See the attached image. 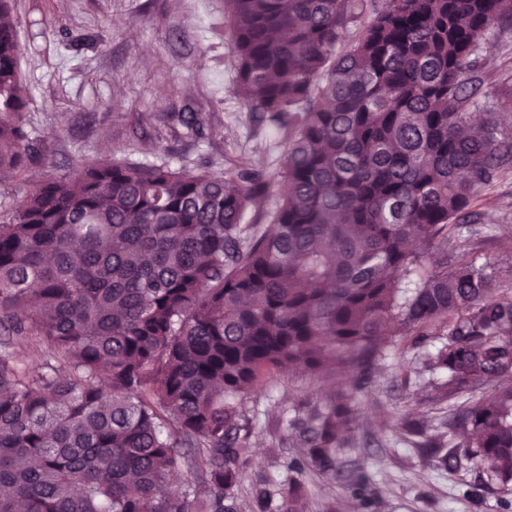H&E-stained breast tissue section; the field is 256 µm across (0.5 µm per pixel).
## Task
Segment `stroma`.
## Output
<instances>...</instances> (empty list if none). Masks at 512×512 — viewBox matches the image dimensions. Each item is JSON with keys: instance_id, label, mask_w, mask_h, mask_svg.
Here are the masks:
<instances>
[{"instance_id": "obj_1", "label": "stroma", "mask_w": 512, "mask_h": 512, "mask_svg": "<svg viewBox=\"0 0 512 512\" xmlns=\"http://www.w3.org/2000/svg\"><path fill=\"white\" fill-rule=\"evenodd\" d=\"M20 70L29 90L30 136L44 164L0 177V212L10 209L46 174L65 173L105 155L144 163L207 166L221 173L248 161L281 171L285 133L249 111L237 97V59L224 0H15ZM481 41L491 105L512 99V29L492 27ZM195 113L188 130L179 113ZM483 239L461 230L457 244L478 263L493 264L512 284V172L479 201ZM441 337L405 338L387 349L374 383L355 395L354 441L336 456L334 475L304 473L308 512H505L512 489L493 482L476 462L436 465L424 446L441 432L452 404L438 401L439 373L425 361ZM345 376L270 371L248 396L254 417L251 467L233 492L236 512H259L251 486L270 492L266 512H282L299 450L290 437L293 408L323 400ZM412 414L425 435L402 430ZM367 485V501L350 497L351 481Z\"/></svg>"}]
</instances>
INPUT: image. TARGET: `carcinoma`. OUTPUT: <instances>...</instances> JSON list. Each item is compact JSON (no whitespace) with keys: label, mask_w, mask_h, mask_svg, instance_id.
I'll return each instance as SVG.
<instances>
[{"label":"carcinoma","mask_w":512,"mask_h":512,"mask_svg":"<svg viewBox=\"0 0 512 512\" xmlns=\"http://www.w3.org/2000/svg\"><path fill=\"white\" fill-rule=\"evenodd\" d=\"M227 4L239 95L286 131L277 183L104 158L0 213V512H234L245 396L278 368L349 367L363 390L403 335L445 337L429 366L464 399L433 457L512 484V297L454 246L512 168V135L477 119L481 36L512 0ZM19 58L0 0V170L16 173L37 155ZM32 336L44 361L23 367L9 348ZM295 412L288 469L333 471L349 395ZM287 498L306 512L300 485Z\"/></svg>","instance_id":"carcinoma-1"}]
</instances>
